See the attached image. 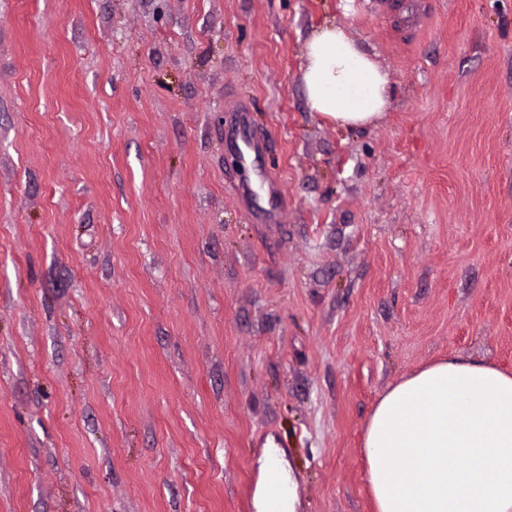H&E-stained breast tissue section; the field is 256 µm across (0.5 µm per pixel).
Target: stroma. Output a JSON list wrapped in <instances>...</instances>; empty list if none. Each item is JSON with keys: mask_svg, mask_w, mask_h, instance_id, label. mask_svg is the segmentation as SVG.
I'll list each match as a JSON object with an SVG mask.
<instances>
[{"mask_svg": "<svg viewBox=\"0 0 512 512\" xmlns=\"http://www.w3.org/2000/svg\"><path fill=\"white\" fill-rule=\"evenodd\" d=\"M329 22L368 128L307 107ZM449 357L512 368V0H0V512H247L272 441L374 512L364 423ZM306 103L336 126L365 128L379 121L390 98L388 73L336 23L314 31L303 47Z\"/></svg>", "mask_w": 512, "mask_h": 512, "instance_id": "stroma-1", "label": "stroma"}]
</instances>
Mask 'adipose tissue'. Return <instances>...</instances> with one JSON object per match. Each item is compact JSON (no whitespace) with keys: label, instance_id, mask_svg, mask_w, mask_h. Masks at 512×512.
<instances>
[{"label":"adipose tissue","instance_id":"1","mask_svg":"<svg viewBox=\"0 0 512 512\" xmlns=\"http://www.w3.org/2000/svg\"><path fill=\"white\" fill-rule=\"evenodd\" d=\"M306 103L336 126L387 111V72L330 23L303 47ZM375 512H512V369L453 357L399 380L361 439Z\"/></svg>","mask_w":512,"mask_h":512}]
</instances>
